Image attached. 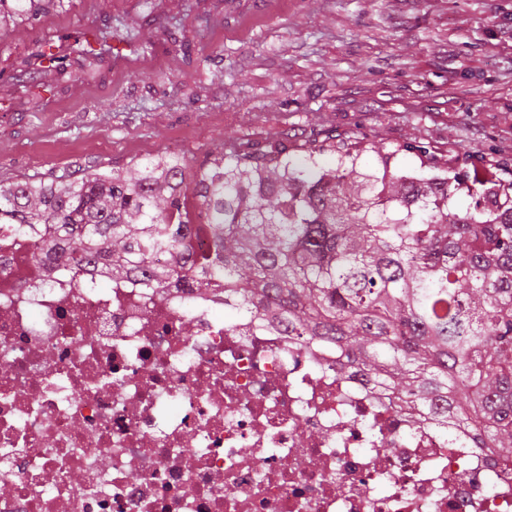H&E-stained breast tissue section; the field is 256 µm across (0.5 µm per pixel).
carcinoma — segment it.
<instances>
[{"mask_svg":"<svg viewBox=\"0 0 512 512\" xmlns=\"http://www.w3.org/2000/svg\"><path fill=\"white\" fill-rule=\"evenodd\" d=\"M63 5L0 0V38ZM110 55V26L37 40L14 79L28 93L66 76L73 56L92 80ZM322 151L296 159L246 139L193 174L157 156L121 174L1 183L0 224L39 229L46 251L113 282L165 288L183 275L201 294L221 289L302 344L335 345L419 420L463 427L512 461V181H477L474 206L451 213L458 176L446 170L407 173L378 150L367 167L347 140L325 167ZM198 189L205 224L187 219ZM200 236L211 251H194Z\"/></svg>","mask_w":512,"mask_h":512,"instance_id":"cac0c4a2","label":"carcinoma"}]
</instances>
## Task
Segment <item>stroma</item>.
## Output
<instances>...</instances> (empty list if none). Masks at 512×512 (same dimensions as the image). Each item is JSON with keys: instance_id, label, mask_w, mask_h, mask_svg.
Returning <instances> with one entry per match:
<instances>
[{"instance_id": "obj_1", "label": "stroma", "mask_w": 512, "mask_h": 512, "mask_svg": "<svg viewBox=\"0 0 512 512\" xmlns=\"http://www.w3.org/2000/svg\"><path fill=\"white\" fill-rule=\"evenodd\" d=\"M105 23L96 79L15 86L34 41ZM244 136L512 177V0H69L0 39L1 182L171 152L197 166Z\"/></svg>"}]
</instances>
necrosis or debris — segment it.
Masks as SVG:
<instances>
[{"label":"necrosis or debris","mask_w":512,"mask_h":512,"mask_svg":"<svg viewBox=\"0 0 512 512\" xmlns=\"http://www.w3.org/2000/svg\"><path fill=\"white\" fill-rule=\"evenodd\" d=\"M0 225V512H512V464L182 279Z\"/></svg>","instance_id":"4bbe7bcc"}]
</instances>
